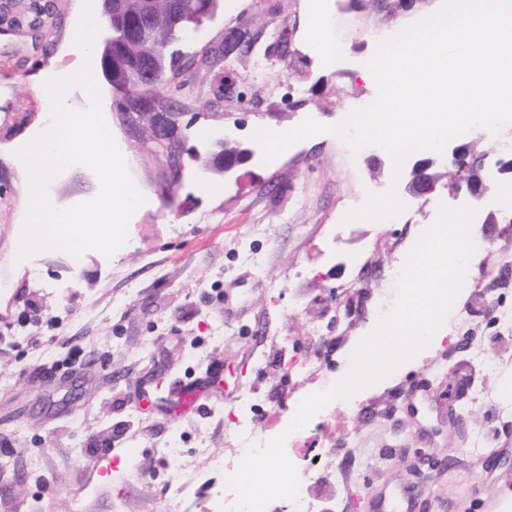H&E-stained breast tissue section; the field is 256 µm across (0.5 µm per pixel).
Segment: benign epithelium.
Listing matches in <instances>:
<instances>
[{
	"label": "benign epithelium",
	"mask_w": 512,
	"mask_h": 512,
	"mask_svg": "<svg viewBox=\"0 0 512 512\" xmlns=\"http://www.w3.org/2000/svg\"><path fill=\"white\" fill-rule=\"evenodd\" d=\"M101 12L106 28L101 33V77L124 99L131 102V111L120 113L124 124H131L137 133L149 126L152 143L162 145L176 127L175 112H157L151 101L167 75L166 56L169 48L183 39H194L205 23L216 20L224 9V0H202L198 6L179 16L169 31L166 42L158 44L152 18V0H100ZM134 43L152 49V72L141 73L136 61L125 53V47ZM218 150L206 155L205 169L216 170L228 176L238 170L240 163L250 162L256 155L254 146L248 144L240 151L242 162L224 158V142L217 141ZM450 166L462 173L479 172L482 165L462 152L461 146H448ZM406 189L413 195L429 193L435 186V179L424 175L422 163L403 164ZM485 196L483 183L466 181V191H457L449 196L453 207L473 205Z\"/></svg>",
	"instance_id": "1"
}]
</instances>
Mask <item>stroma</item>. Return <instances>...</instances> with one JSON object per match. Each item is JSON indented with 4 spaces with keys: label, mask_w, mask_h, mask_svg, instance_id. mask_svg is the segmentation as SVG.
Instances as JSON below:
<instances>
[{
    "label": "stroma",
    "mask_w": 512,
    "mask_h": 512,
    "mask_svg": "<svg viewBox=\"0 0 512 512\" xmlns=\"http://www.w3.org/2000/svg\"><path fill=\"white\" fill-rule=\"evenodd\" d=\"M83 2L0 0V512H169L170 477L184 461L200 476L186 508L203 512L223 479L212 463L231 451L242 392L264 399L274 436L288 426L291 363L320 355L308 395L346 374L377 323L384 269L404 264L449 189L445 155L429 153L440 174L432 193L400 192L406 209L390 223H348L349 210L392 185L391 158L370 167L374 147L354 152L320 134L241 166L237 181L203 172L195 154L308 117L335 124L370 104L377 86L360 74L378 41L440 0H224L223 19L186 47L158 95L159 111L180 115L179 183L168 185L164 154L139 144L119 120L120 97L99 82L107 126L145 198L129 243L109 257L45 251L21 267L14 249L28 201L15 147L46 121L42 76L82 61L69 45ZM315 3L343 47L330 66L303 37ZM237 31L250 50L225 55ZM97 190L93 172L74 165L49 199L64 208ZM486 197L498 233L477 235L474 285L447 316L442 345L309 426L310 446L287 449L294 463L355 455L348 486L314 474L324 512H378L390 490L413 512H486L505 495L512 326L493 314L512 310V178L491 179ZM189 383L203 395L187 410L179 399Z\"/></svg>",
    "instance_id": "1"
}]
</instances>
